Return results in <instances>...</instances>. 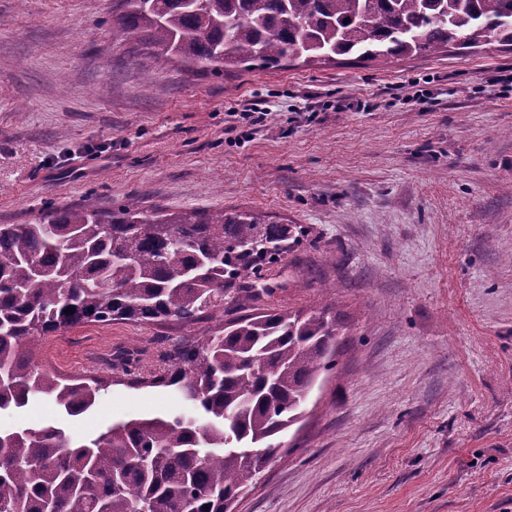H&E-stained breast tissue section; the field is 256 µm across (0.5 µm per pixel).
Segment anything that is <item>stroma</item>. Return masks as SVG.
I'll list each match as a JSON object with an SVG mask.
<instances>
[{"mask_svg": "<svg viewBox=\"0 0 512 512\" xmlns=\"http://www.w3.org/2000/svg\"><path fill=\"white\" fill-rule=\"evenodd\" d=\"M132 195L300 225L248 311L336 290L334 366L235 512H512L511 49L144 68L112 41V0H0V224ZM235 315L55 332L38 365L112 386L79 416L0 412V432L189 412L118 383L114 357L159 367Z\"/></svg>", "mask_w": 512, "mask_h": 512, "instance_id": "obj_1", "label": "stroma"}]
</instances>
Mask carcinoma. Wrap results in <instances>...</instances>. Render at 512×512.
<instances>
[{"label": "carcinoma", "instance_id": "1", "mask_svg": "<svg viewBox=\"0 0 512 512\" xmlns=\"http://www.w3.org/2000/svg\"><path fill=\"white\" fill-rule=\"evenodd\" d=\"M114 4L112 40L142 46L145 68L164 56L220 72L419 56L452 41L512 47V0ZM302 234L252 211H148L135 197L107 218L80 208L0 224V411L42 397L70 416L87 412L107 382L37 368L36 341L92 322L195 324L233 293L272 292L260 272ZM332 309L242 314L175 347L158 371L118 356L128 384L175 386L196 412L120 421L84 439L54 425L0 432V512H234L333 366Z\"/></svg>", "mask_w": 512, "mask_h": 512}]
</instances>
